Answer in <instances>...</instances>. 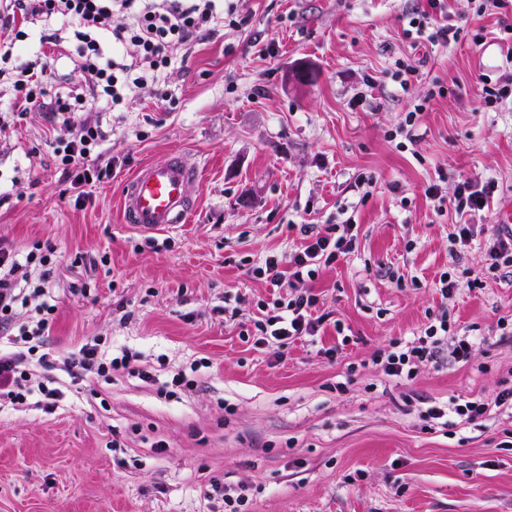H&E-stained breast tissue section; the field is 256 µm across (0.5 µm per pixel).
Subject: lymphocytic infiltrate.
<instances>
[{
    "instance_id": "lymphocytic-infiltrate-1",
    "label": "lymphocytic infiltrate",
    "mask_w": 512,
    "mask_h": 512,
    "mask_svg": "<svg viewBox=\"0 0 512 512\" xmlns=\"http://www.w3.org/2000/svg\"><path fill=\"white\" fill-rule=\"evenodd\" d=\"M219 0H0V33L10 48L0 53V82L10 81L15 91L14 109L27 112L50 109L63 125L77 128V136L60 143L54 150L56 162L72 184H82L101 176L106 155L101 145L104 135L98 123L84 118L89 102H106L122 108L130 93L156 82L171 63V49L183 46L219 21ZM429 12L411 17L409 26L417 38L447 44L464 37L465 27L451 23L429 24L430 13L443 11V0H427ZM77 42L78 78L86 95L75 99L45 102V66L19 63L15 47L36 41L61 46L63 34ZM491 180L466 178L456 185L452 197H444L439 184H430L426 194L437 203V213L453 211L457 217L450 235L451 245L466 248L477 237H484L485 275H497L512 268V230L486 234L483 225L464 223V216L485 210L494 196ZM355 226L329 224L307 232L304 243L291 253L288 262L266 255L250 267V274L276 288L269 310L255 321L257 344L282 349L298 339L317 336L325 318L318 315L319 297L302 289V282L315 279L321 267L349 254L356 247ZM56 262L53 249H35L17 259L0 247V326L14 325L17 307L41 297L39 319L17 326L11 352L0 354V401L20 404L40 395L45 406L55 407L60 392L52 377L36 383L31 379L32 364L54 369L48 354H36L34 345L48 333L55 305L47 300L49 283ZM447 312L435 315L423 335L383 353L380 360L388 375L413 377L418 367L437 362L444 345H451L453 358L469 361L473 342L469 337H451ZM131 352L107 358L97 343H85L69 366L77 377L93 374L106 377L112 371L128 368Z\"/></svg>"
}]
</instances>
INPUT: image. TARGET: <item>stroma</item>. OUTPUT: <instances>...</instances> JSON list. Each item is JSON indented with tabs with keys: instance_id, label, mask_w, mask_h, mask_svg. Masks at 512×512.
I'll return each instance as SVG.
<instances>
[{
	"instance_id": "stroma-1",
	"label": "stroma",
	"mask_w": 512,
	"mask_h": 512,
	"mask_svg": "<svg viewBox=\"0 0 512 512\" xmlns=\"http://www.w3.org/2000/svg\"><path fill=\"white\" fill-rule=\"evenodd\" d=\"M224 2L233 14L175 50L158 83L122 111L94 105L109 176L64 180L53 149L75 131L45 112L0 131V241L57 256L43 352L61 361L94 339L109 357L137 352L152 375L89 382L57 369L54 408L0 405V512H224L225 489L239 487L245 512H512V418H420L493 399L512 376L499 327L512 274L442 298L440 274L480 272L483 243L452 258L453 226L425 194L479 177L496 182V200L512 195V103L479 101L482 80L512 72V0L481 17L474 0H449L453 23L483 39L445 46L406 33L426 0ZM403 63L418 69L406 83ZM73 68L52 49L48 100L79 93ZM413 110L411 143L399 127ZM174 152L201 172L199 205L149 246L121 221V185ZM347 216L357 250L309 283L333 327L279 359L246 342L272 297L248 268L288 258L301 225ZM228 292L241 298L233 318ZM443 306L474 337L470 360L386 376L374 357L423 334ZM179 372L190 386L160 396Z\"/></svg>"
}]
</instances>
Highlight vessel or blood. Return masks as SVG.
<instances>
[{
	"label": "vessel or blood",
	"instance_id": "b4317fda",
	"mask_svg": "<svg viewBox=\"0 0 512 512\" xmlns=\"http://www.w3.org/2000/svg\"><path fill=\"white\" fill-rule=\"evenodd\" d=\"M200 172L180 155L139 167L124 183L120 207L126 223L153 233L186 223L197 205Z\"/></svg>",
	"mask_w": 512,
	"mask_h": 512
}]
</instances>
